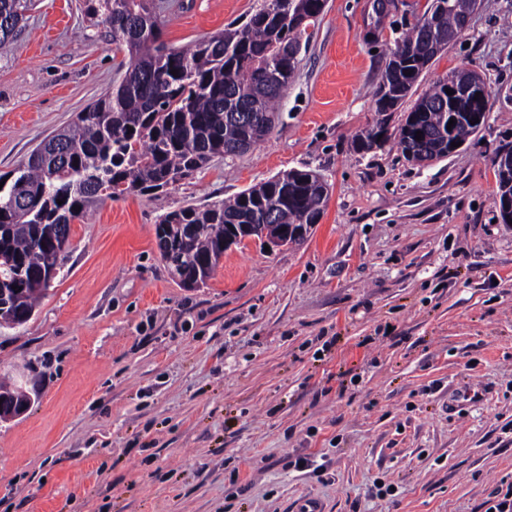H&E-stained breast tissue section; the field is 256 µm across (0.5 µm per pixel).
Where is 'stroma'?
I'll return each instance as SVG.
<instances>
[{
  "label": "stroma",
  "mask_w": 512,
  "mask_h": 512,
  "mask_svg": "<svg viewBox=\"0 0 512 512\" xmlns=\"http://www.w3.org/2000/svg\"><path fill=\"white\" fill-rule=\"evenodd\" d=\"M154 3L182 48L264 0ZM426 3L397 0L366 39L368 0H326L263 142L72 224L31 320L0 326V380L31 399L0 422V512H485L512 485V224L494 171L512 147V0H478L416 82L485 79L487 118L457 151L419 165L354 147ZM127 66L85 0H36L0 52V176ZM293 169L330 186L309 237L242 242L180 287L159 219Z\"/></svg>",
  "instance_id": "1"
}]
</instances>
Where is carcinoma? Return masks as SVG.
Wrapping results in <instances>:
<instances>
[{
	"label": "carcinoma",
	"mask_w": 512,
	"mask_h": 512,
	"mask_svg": "<svg viewBox=\"0 0 512 512\" xmlns=\"http://www.w3.org/2000/svg\"><path fill=\"white\" fill-rule=\"evenodd\" d=\"M238 27L204 37L189 49L161 40L163 21L152 0H86L112 44L128 53L123 79L74 122L42 142L0 188V324L20 326L50 287V273L69 245L71 224L106 199L162 190L260 143L294 77L307 27L325 0H276ZM34 0H0V49L15 43ZM476 0H430L396 41L378 90L376 128L356 149L383 146L388 113L413 93L422 70L466 30ZM177 74H172V71ZM457 70L422 93L397 139L409 160L434 161L456 151L480 124L473 97H450ZM452 128H447L450 120ZM422 139L416 140V132ZM499 196H512V149L495 159ZM329 184L311 170H289L228 201L187 205L155 225L171 242L163 257L185 288L204 284L224 257V238L246 224H280L304 233L320 223ZM80 210H74V207Z\"/></svg>",
	"instance_id": "obj_1"
}]
</instances>
